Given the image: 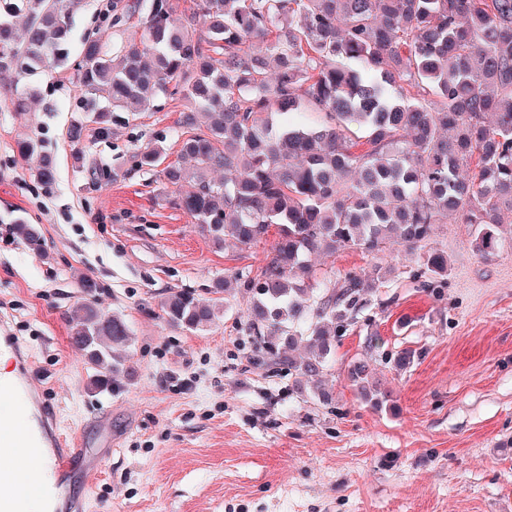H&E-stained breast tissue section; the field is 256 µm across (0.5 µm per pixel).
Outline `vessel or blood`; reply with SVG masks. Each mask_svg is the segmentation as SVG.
Here are the masks:
<instances>
[{"mask_svg":"<svg viewBox=\"0 0 512 512\" xmlns=\"http://www.w3.org/2000/svg\"><path fill=\"white\" fill-rule=\"evenodd\" d=\"M16 361L11 378L0 380V397L18 402L30 412L24 425H17L8 416H0V454L10 455L14 449H25L37 463L40 493L48 512H84L82 497L71 495L66 477L75 463L82 461V442L60 433L45 406V393L36 382L31 367V354L24 351L18 337L0 335V355ZM24 491L16 482L15 467L0 466V512H24Z\"/></svg>","mask_w":512,"mask_h":512,"instance_id":"obj_1","label":"vessel or blood"}]
</instances>
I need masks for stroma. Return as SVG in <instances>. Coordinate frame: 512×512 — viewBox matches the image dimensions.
<instances>
[{
    "mask_svg": "<svg viewBox=\"0 0 512 512\" xmlns=\"http://www.w3.org/2000/svg\"><path fill=\"white\" fill-rule=\"evenodd\" d=\"M17 97L25 111L8 109ZM157 105L119 117L111 139L88 135L81 166L67 138L82 115L75 66L0 72V318L29 346L60 429L82 436L99 466L90 512H512V244L485 260L471 225L443 221L430 245L449 271L433 288L396 246L314 257L328 283L377 265L389 274L336 344L332 407L289 397L287 372L253 360L242 282L260 275L278 234L220 247L176 206L162 168L181 160L189 103ZM28 136L55 157L52 184L20 156ZM155 143L161 165L136 167ZM19 220L37 225L41 250L15 234ZM220 280L226 293L214 291ZM176 292L219 303V320L171 326L160 302ZM88 300L124 315L137 366L101 392L88 390L92 368L68 338ZM373 338L417 352L405 371L377 367L394 412L366 406L348 380Z\"/></svg>",
    "mask_w": 512,
    "mask_h": 512,
    "instance_id": "obj_1",
    "label": "stroma"
}]
</instances>
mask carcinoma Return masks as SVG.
I'll list each match as a JSON object with an SVG mask.
<instances>
[{"label": "carcinoma", "mask_w": 512, "mask_h": 512, "mask_svg": "<svg viewBox=\"0 0 512 512\" xmlns=\"http://www.w3.org/2000/svg\"><path fill=\"white\" fill-rule=\"evenodd\" d=\"M83 0H17L0 9V70L47 72L69 59L74 13ZM26 15L25 39L14 19ZM208 19L196 31V17ZM137 19L142 40L109 46L108 29ZM195 77L188 81V70ZM87 130L107 140L115 113L143 112L161 95L185 98L181 154L169 165L172 185L191 186L176 205L212 241L247 246L277 226L274 256L247 282V325L258 363L288 370V391L323 405L322 387L336 339L383 276L375 267L336 288L314 278L311 257L347 249L380 251L398 244L418 252L434 282L448 277V258L429 247L436 224L454 216L474 226L482 258L504 247L503 214L512 215V0H194L178 14L173 0H126L121 16L84 37L77 67ZM326 112L333 125L305 127L301 112ZM364 127L360 144L350 126ZM29 137L23 157L39 156L34 176L55 179L52 155ZM163 149L135 155L155 167ZM167 322L200 330L216 306L191 293L160 303ZM70 341L94 374L89 388L134 376L121 314L102 317L84 303L70 321ZM305 344L309 354L298 357ZM416 352L387 363L402 372ZM359 359L348 379L374 409H394L389 390Z\"/></svg>", "instance_id": "obj_1"}]
</instances>
